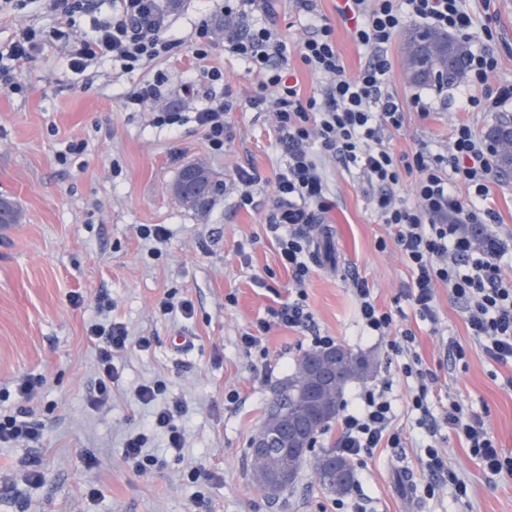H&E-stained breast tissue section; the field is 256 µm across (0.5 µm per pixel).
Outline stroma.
Wrapping results in <instances>:
<instances>
[{"instance_id":"obj_1","label":"stroma","mask_w":512,"mask_h":512,"mask_svg":"<svg viewBox=\"0 0 512 512\" xmlns=\"http://www.w3.org/2000/svg\"><path fill=\"white\" fill-rule=\"evenodd\" d=\"M220 4L169 0L168 28L181 45L159 66L123 72L104 59L75 73L68 66V40L50 35L51 21L39 0H0L1 45L26 26L47 34L43 48L17 74L23 92L0 93V195L17 201L24 214L22 223L0 228V411L26 410L41 429L37 443L0 447V512H336L333 494L322 489L312 466L301 468L295 488L273 505L254 484L248 462L250 439L315 331L373 360L371 375L347 386V402L363 388L392 380L393 426L406 438L403 447L376 449L356 468L358 489L348 492V504L362 505L363 512H512V475L487 473L449 430L442 448L468 495L458 498L450 485L427 495L422 431L408 410L409 387L396 375L387 339L361 329L354 280L368 284L398 329L415 334L419 353L438 375L435 405L454 398L481 414L509 455L512 388L504 379L512 372L474 348L447 289L437 291V323L416 316L404 296L411 273L388 226L336 160L323 161L331 207L309 229L305 290L314 331L273 328L263 340L264 358L240 346L243 333L297 293L269 229L271 189L256 194L252 209L237 207L235 192L218 193L203 212L182 206L172 192L190 163L204 164L229 184L240 168L252 166L270 178L287 161L268 113H234L231 139L220 154L212 153L193 119L212 89L200 82V65L186 42L204 20L223 31ZM315 5L333 29L346 73H358L367 54L338 21L336 0ZM470 5L478 17H490L498 36L499 66L490 84L512 80V0ZM403 42V35L396 36L390 49L389 89L406 112L391 146L399 154L421 147L443 151L464 116L462 104L481 89L454 83L434 96L430 117L421 118L412 100L429 88L408 78ZM208 63L223 69L239 98L253 90L246 63L225 52L220 37ZM158 71L167 78L165 106L187 117L174 130L155 126L150 108L126 106L122 98L128 87ZM191 79L198 80L199 93L189 98L182 86ZM76 139L85 141L84 151L63 160ZM143 224L166 225L169 239H141ZM172 291L192 299L193 318L159 311L158 301ZM99 315L126 325L132 338L151 337L152 346L115 358L119 379L112 404L95 410L88 405L96 373L86 336ZM448 340L466 346L465 360L446 361ZM27 375L44 379L29 399L13 388ZM154 380L166 383L167 398L187 402L185 447L177 457L155 441L156 464L141 475L125 463L123 449L151 413L136 400L135 389ZM231 391L239 393L237 403L226 402ZM195 465L211 480H185L184 470ZM32 467L41 471V483H28Z\"/></svg>"}]
</instances>
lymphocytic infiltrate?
Listing matches in <instances>:
<instances>
[{
  "instance_id": "obj_1",
  "label": "lymphocytic infiltrate",
  "mask_w": 512,
  "mask_h": 512,
  "mask_svg": "<svg viewBox=\"0 0 512 512\" xmlns=\"http://www.w3.org/2000/svg\"><path fill=\"white\" fill-rule=\"evenodd\" d=\"M310 16L309 31L296 51L301 63L315 75L320 93L303 96L299 79L279 31L278 16L271 0H224L225 15L237 16V25L225 28L224 49L240 59L257 79L252 93L239 98L232 88L211 96L194 119L202 129L210 150L222 153L231 138V113L250 110L272 113L279 141L288 156L272 183L276 214L270 229L276 235L279 260L297 285L309 277L308 228L316 214L328 210L327 184L320 158L336 159L359 174V187L369 198L384 224L394 231V242L411 271L406 297L421 319L436 321V294L448 287L461 306L469 333L480 351L494 363L512 371V276L501 262L507 253L496 235L470 232V225L498 223V214L487 203L493 181L490 157L495 148L479 136L467 121L455 124L444 151L417 149L396 154L388 140L390 132L402 129L405 112L389 90L392 62L390 48L407 21L441 31H451L470 40L479 22L470 13L467 0H340L336 12L347 24L354 42L363 47L367 60L355 76H348L336 48L333 29L316 15L314 0H295ZM179 45L168 38L167 20L160 0H118L111 16L91 30L74 35L69 50L72 70H85L91 63L109 58L124 69L149 65L168 56ZM37 32L27 27L16 34L7 52L8 65L0 66V92L16 93L13 73L27 64L37 49ZM499 60L490 48L469 52L463 70L469 81L482 85L481 96L469 98V109L499 111L512 100V83L492 88L488 76ZM163 75L129 87L127 103L152 107L154 121L171 128L183 124L182 113L162 104ZM414 175L410 197L402 195L403 175ZM464 185L467 197L455 187ZM358 320L372 336L387 339L390 350L401 356L400 371L414 378L410 411L424 430L422 448L428 472L426 489L435 494L445 482L455 485L458 496L468 487L448 466L437 438L450 429L463 440L471 455L492 474H512V457L503 455L482 416L465 411L449 401L440 414L431 410V386L437 376L416 350L412 331L392 336L393 314L380 307L366 282L355 281ZM313 322L303 298L271 310L254 331L244 333L240 344L248 350L263 347V338L273 327L306 328ZM88 339L95 348L97 387L89 399L93 408L112 400V385L118 381L112 363L115 354L136 347L145 351L149 337L131 339L126 327L116 322L94 323ZM390 382L363 389L354 408L342 409L337 417L336 450L360 461L380 447L398 448L402 432L392 426L394 412L389 398ZM165 390L158 381L140 384L137 401L153 412L142 430L125 442L124 460L137 472L151 471L156 462L148 453L152 439H162L168 451L181 454L185 429L177 418L186 413L183 401H162Z\"/></svg>"
}]
</instances>
